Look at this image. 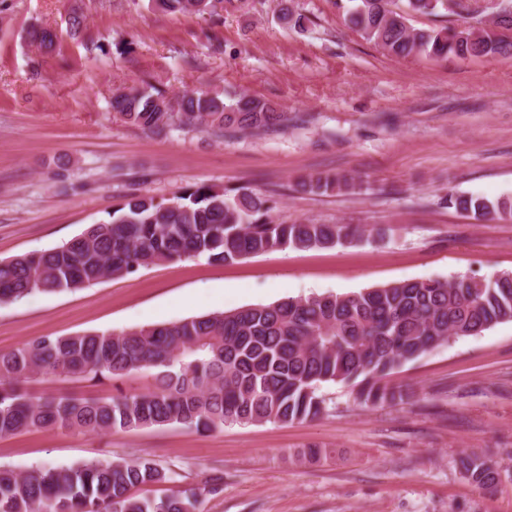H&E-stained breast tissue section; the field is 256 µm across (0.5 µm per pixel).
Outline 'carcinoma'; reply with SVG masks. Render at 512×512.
<instances>
[{
    "instance_id": "obj_1",
    "label": "carcinoma",
    "mask_w": 512,
    "mask_h": 512,
    "mask_svg": "<svg viewBox=\"0 0 512 512\" xmlns=\"http://www.w3.org/2000/svg\"><path fill=\"white\" fill-rule=\"evenodd\" d=\"M356 0L346 20L364 39L391 55L438 60L512 57L494 33H474L470 17L436 29H416L409 14L448 13L445 0ZM171 13L213 15L215 0H158ZM280 20L304 29L309 18L290 6ZM70 31L89 52L100 48L84 19ZM31 40L46 53L58 37L34 27ZM114 118L161 134L264 131L288 120L267 100L241 95L185 94L171 99L148 85L112 95ZM349 174H308L295 190L327 195L356 189ZM448 206L477 220L512 217V198L448 194ZM276 201L248 187L197 185L166 201L130 193L109 222L92 224L54 248L0 260V302L33 293H56L121 278L161 262L204 257L227 263L273 249L333 248L363 237L383 240L389 229L314 221L275 220ZM512 320V273L489 278L404 281L352 295L288 298L121 333L41 336L0 351V438L52 428L78 433L133 431L180 425L212 431L230 423H278L314 419L327 411L322 388L342 384L354 401L377 408L407 403L413 393L391 381L408 362ZM146 371V392L118 390L105 397H33L34 376L72 378L94 385ZM462 477L489 490L501 473L492 456L472 451L457 460ZM173 476L149 458L41 465L21 472L0 466V512H199L222 491L206 480L159 498H137L135 487L170 482Z\"/></svg>"
}]
</instances>
